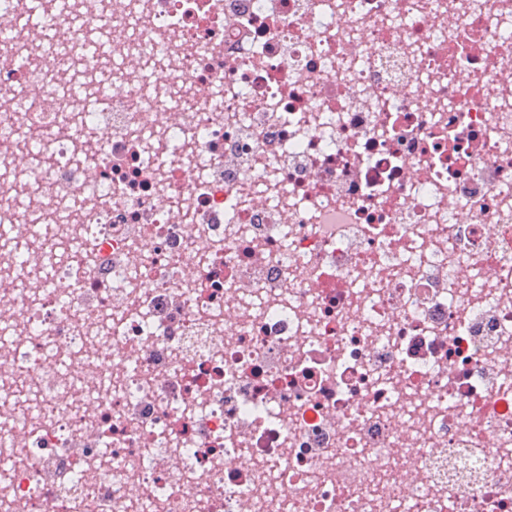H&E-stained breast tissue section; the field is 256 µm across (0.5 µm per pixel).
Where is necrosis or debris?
I'll list each match as a JSON object with an SVG mask.
<instances>
[{
  "label": "necrosis or debris",
  "mask_w": 512,
  "mask_h": 512,
  "mask_svg": "<svg viewBox=\"0 0 512 512\" xmlns=\"http://www.w3.org/2000/svg\"><path fill=\"white\" fill-rule=\"evenodd\" d=\"M32 3L0 512H512V0Z\"/></svg>",
  "instance_id": "4bbe7bcc"
}]
</instances>
